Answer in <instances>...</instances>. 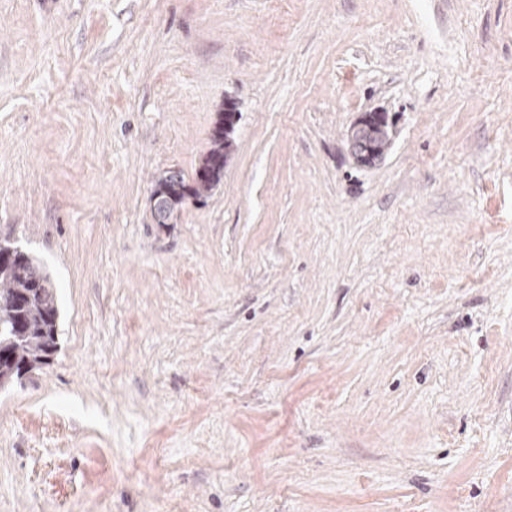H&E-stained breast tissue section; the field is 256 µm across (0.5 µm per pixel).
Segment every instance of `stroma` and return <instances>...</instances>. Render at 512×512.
<instances>
[{
  "label": "stroma",
  "mask_w": 512,
  "mask_h": 512,
  "mask_svg": "<svg viewBox=\"0 0 512 512\" xmlns=\"http://www.w3.org/2000/svg\"><path fill=\"white\" fill-rule=\"evenodd\" d=\"M5 233L0 512H512V0H0ZM237 113L234 103L227 101L224 107V118L222 117L214 130L210 148L203 159V164L197 171L196 179L192 185L185 181L180 171L169 174L171 172L169 170L155 181L153 189H156L159 199L158 196L154 195L153 190L150 200L153 207L156 204L153 208L156 223L169 224L174 213L182 207L187 198L199 199L204 197L221 180L224 175V151H228L232 145L230 135L233 132V130L224 131V120L225 117H228L232 122H235ZM383 112H370L362 115L353 127L349 137V149L354 160L364 165L367 161L374 160L382 147L372 141L368 134L376 128L384 119ZM356 133V135H354ZM22 251L9 239H0V251ZM0 256V388L49 365L48 350H58L59 316L50 276L28 253ZM33 288L39 294L24 305H16Z\"/></svg>",
  "instance_id": "obj_1"
}]
</instances>
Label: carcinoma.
I'll list each match as a JSON object with an SVG mask.
<instances>
[{
	"mask_svg": "<svg viewBox=\"0 0 512 512\" xmlns=\"http://www.w3.org/2000/svg\"><path fill=\"white\" fill-rule=\"evenodd\" d=\"M231 132L219 122L210 148L193 184L179 171L160 176L154 184L159 199L153 208L158 224H167L189 197L199 199L224 175V152ZM59 316L50 276L29 254H0V388L12 385L25 372L49 365L48 350H58Z\"/></svg>",
	"mask_w": 512,
	"mask_h": 512,
	"instance_id": "1",
	"label": "carcinoma"
}]
</instances>
